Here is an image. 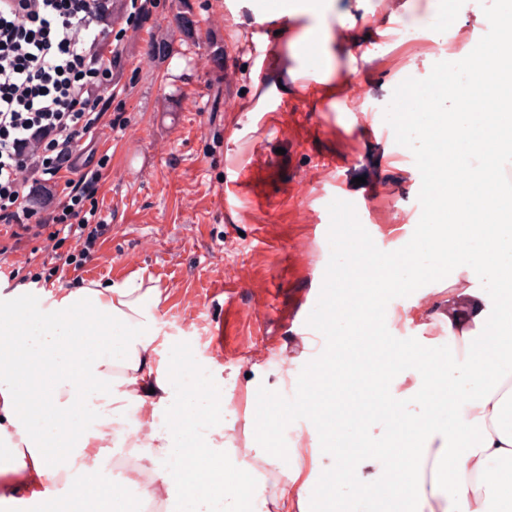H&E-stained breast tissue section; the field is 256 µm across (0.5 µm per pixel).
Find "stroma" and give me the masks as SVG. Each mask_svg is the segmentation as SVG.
<instances>
[{"label": "stroma", "instance_id": "obj_1", "mask_svg": "<svg viewBox=\"0 0 512 512\" xmlns=\"http://www.w3.org/2000/svg\"><path fill=\"white\" fill-rule=\"evenodd\" d=\"M283 0H154L148 18L114 26L126 54L125 91L113 99L109 128L97 139L102 165L97 200L112 229L81 277H50L43 241L22 243L0 267V291L47 279L50 289L91 282L152 279L161 290L154 310L172 365L220 375L230 404L224 411V459L253 463L251 422L259 388L285 385L282 363L305 353L298 317L316 305L330 257L328 205L352 202L382 250L402 247L423 230L412 159L414 135L407 86L434 78L443 61L467 52L445 50L448 27L473 38L496 0H335L330 26L349 15L346 36H334L336 68L329 81L308 84L310 47L296 56L290 41L301 20L275 22ZM233 71L239 110H224V74ZM364 93L369 127L355 128L352 89ZM363 185H354V178ZM317 256L309 264L308 256ZM441 280L391 300L387 321L404 339L444 336L448 325L412 322L424 295ZM269 306L265 318L255 311ZM194 322L184 332L183 320ZM224 356L211 355L216 332ZM332 457L293 452L276 477L262 481L263 512H289L290 466L323 472Z\"/></svg>", "mask_w": 512, "mask_h": 512}]
</instances>
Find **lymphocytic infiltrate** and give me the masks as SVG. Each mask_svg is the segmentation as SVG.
I'll return each mask as SVG.
<instances>
[{
	"label": "lymphocytic infiltrate",
	"mask_w": 512,
	"mask_h": 512,
	"mask_svg": "<svg viewBox=\"0 0 512 512\" xmlns=\"http://www.w3.org/2000/svg\"><path fill=\"white\" fill-rule=\"evenodd\" d=\"M112 0H0V262L22 242L71 248L55 272H80L111 215L83 209L98 191L88 141L120 93L112 62ZM41 194L44 211L28 201Z\"/></svg>",
	"instance_id": "f902f5d3"
}]
</instances>
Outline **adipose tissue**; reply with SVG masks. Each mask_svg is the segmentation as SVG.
Wrapping results in <instances>:
<instances>
[{"label":"adipose tissue","mask_w":512,"mask_h":512,"mask_svg":"<svg viewBox=\"0 0 512 512\" xmlns=\"http://www.w3.org/2000/svg\"><path fill=\"white\" fill-rule=\"evenodd\" d=\"M332 9L333 0L304 7L313 22L300 37L328 63ZM504 60L495 44H478L438 76L465 72L499 85ZM428 119L454 129L456 148L485 161L479 170L454 164L451 180L438 185L436 223L390 255L382 276L400 269L403 285L418 287L417 257L424 250L438 257L448 268V296L425 304L440 306L448 334L435 352L422 336L389 358L384 345L373 346L385 358L376 384L388 396L429 406L348 459L337 482L356 476L368 488L392 486L407 512H512V280L504 275L512 268V191H499L491 204L483 192L512 160V113L492 118L452 93ZM487 205L493 224L472 231L475 212ZM160 297L139 275L105 286L0 294V335L13 339L0 347V472L20 475V489L32 498L58 484L72 500L88 497L90 469L109 454L103 436L142 408L153 419L149 444L140 446L131 431L120 445L139 448L153 481L175 492L182 512H242L257 498L248 465L224 463L222 389L210 379L205 396L189 398L182 375L160 358L153 312ZM88 312L95 320H85ZM452 369L468 389L449 378ZM30 380L39 394L18 396L16 386ZM72 419L82 429L77 440L60 426ZM58 448L68 456H55Z\"/></svg>","instance_id":"adipose-tissue-1"}]
</instances>
